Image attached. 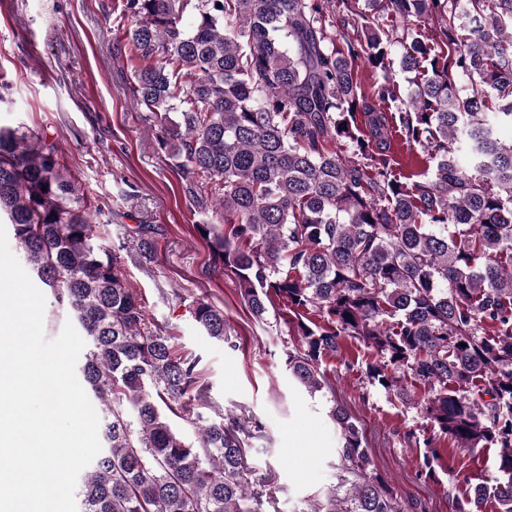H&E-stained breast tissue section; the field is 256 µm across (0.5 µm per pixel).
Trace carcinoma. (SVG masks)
Instances as JSON below:
<instances>
[{
	"label": "carcinoma",
	"instance_id": "cac0c4a2",
	"mask_svg": "<svg viewBox=\"0 0 512 512\" xmlns=\"http://www.w3.org/2000/svg\"><path fill=\"white\" fill-rule=\"evenodd\" d=\"M365 3L118 0V47L184 196L223 215L222 230L194 225L213 263L254 319L273 294L287 304L295 382L321 391L323 358L366 346L367 383L430 422L426 477L442 438L497 449L501 478L468 483L450 512H483L490 495L512 512V142L498 138L512 125V0ZM395 63L412 74L405 94ZM359 66L380 78L361 83ZM395 133L433 163L424 180L397 173ZM77 183L56 143L0 128V222L84 336L79 372L103 405L79 512H267L268 485L246 459L252 430L234 414H191L208 393L198 359L150 323L124 246L95 233L98 208ZM129 236L150 258V225ZM193 316L224 339V310L199 299ZM160 401L179 405L197 442ZM329 417L341 475L310 512H405L345 406Z\"/></svg>",
	"mask_w": 512,
	"mask_h": 512
}]
</instances>
